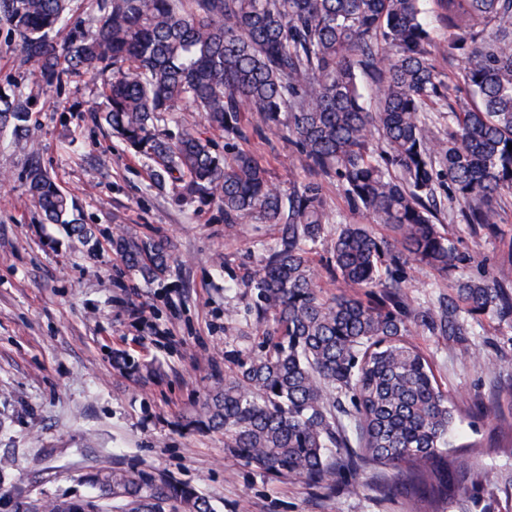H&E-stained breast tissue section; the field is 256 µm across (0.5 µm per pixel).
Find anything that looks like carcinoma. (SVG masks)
I'll list each match as a JSON object with an SVG mask.
<instances>
[{"mask_svg": "<svg viewBox=\"0 0 512 512\" xmlns=\"http://www.w3.org/2000/svg\"><path fill=\"white\" fill-rule=\"evenodd\" d=\"M423 0H95L88 23L59 41L70 0H0V21L15 33L22 63L46 82L64 74L100 80L101 119L136 154L156 162L188 198L217 202L224 221L250 218L279 227L280 243L247 282L256 295L260 353L224 378L204 404L224 447L278 479L320 484L336 469H397L411 512H512V467L492 470L457 456L448 434L462 408L445 393L411 325L448 326L453 316L512 318V291L461 281L444 312L399 313L358 297L319 294L307 243L330 223L320 178L333 175L351 206L387 224L402 250L363 224H344L331 267L368 296L382 288L398 305L407 258L446 271L457 257L436 224L437 191L463 203L473 228L497 223V199L512 192V0H437L448 49L464 50L462 75L474 106L448 112V135L431 137L429 107L448 98L432 63L435 45ZM387 59L381 68L377 62ZM378 86V110L363 105L358 75ZM192 106L224 133V157L192 128L176 140L158 130L167 114ZM257 112L288 140L313 174L284 193L264 164L233 143L245 113ZM22 85L0 90V131L34 137ZM379 139L380 146L372 141ZM29 196L42 220L60 224L93 250L100 230L33 161ZM125 266L161 277L170 255L161 241L108 239ZM349 400L345 407L338 399ZM353 422L350 443L342 417ZM493 455L512 456V423ZM101 496L130 512H213L189 486L121 470L96 478ZM36 512H100L79 499L50 500Z\"/></svg>", "mask_w": 512, "mask_h": 512, "instance_id": "1", "label": "carcinoma"}]
</instances>
